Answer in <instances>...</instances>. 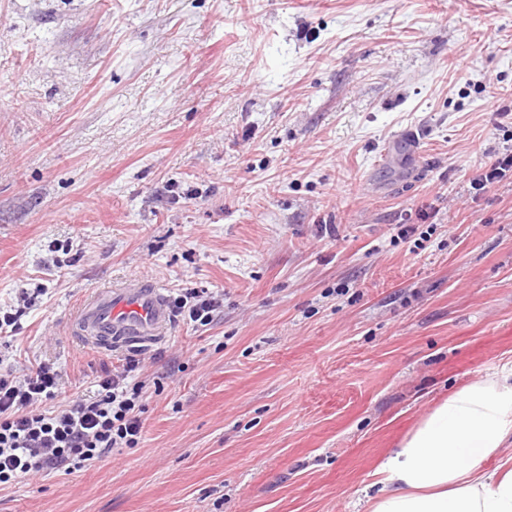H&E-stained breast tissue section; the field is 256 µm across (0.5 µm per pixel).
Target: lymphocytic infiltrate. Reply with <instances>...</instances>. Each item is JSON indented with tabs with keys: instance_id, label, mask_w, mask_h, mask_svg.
Masks as SVG:
<instances>
[{
	"instance_id": "obj_1",
	"label": "lymphocytic infiltrate",
	"mask_w": 512,
	"mask_h": 512,
	"mask_svg": "<svg viewBox=\"0 0 512 512\" xmlns=\"http://www.w3.org/2000/svg\"><path fill=\"white\" fill-rule=\"evenodd\" d=\"M223 304L213 294L187 288L175 297L173 311L207 325ZM137 359L105 373L93 396L72 397L63 374L48 364L22 376L0 374V486L44 471H64L97 461L142 437L143 381L134 377ZM57 410H43L44 401Z\"/></svg>"
}]
</instances>
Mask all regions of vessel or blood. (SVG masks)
I'll use <instances>...</instances> for the list:
<instances>
[{"label":"vessel or blood","instance_id":"1","mask_svg":"<svg viewBox=\"0 0 512 512\" xmlns=\"http://www.w3.org/2000/svg\"><path fill=\"white\" fill-rule=\"evenodd\" d=\"M170 319L164 288L134 281L86 298L77 312L75 330L100 348L140 349L159 341Z\"/></svg>","mask_w":512,"mask_h":512}]
</instances>
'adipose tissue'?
Instances as JSON below:
<instances>
[{"label": "adipose tissue", "instance_id": "adipose-tissue-1", "mask_svg": "<svg viewBox=\"0 0 512 512\" xmlns=\"http://www.w3.org/2000/svg\"><path fill=\"white\" fill-rule=\"evenodd\" d=\"M512 367L449 394L379 464L372 512H512ZM497 454V472L482 464Z\"/></svg>", "mask_w": 512, "mask_h": 512}]
</instances>
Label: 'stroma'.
Masks as SVG:
<instances>
[{"instance_id": "stroma-1", "label": "stroma", "mask_w": 512, "mask_h": 512, "mask_svg": "<svg viewBox=\"0 0 512 512\" xmlns=\"http://www.w3.org/2000/svg\"><path fill=\"white\" fill-rule=\"evenodd\" d=\"M510 148L512 0H0V373L146 383L136 447L0 512H370L512 364V182L470 189ZM132 280L223 305L132 354L75 335Z\"/></svg>"}]
</instances>
